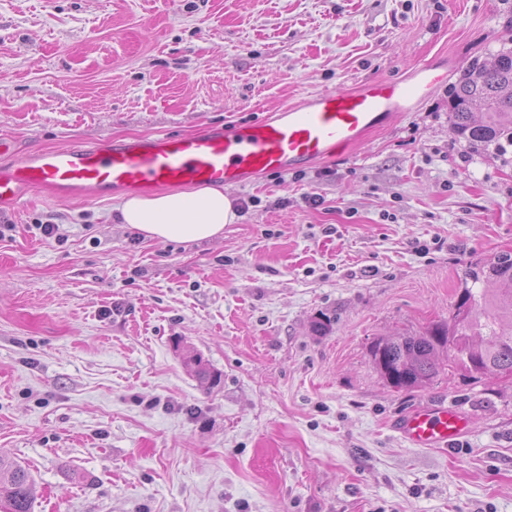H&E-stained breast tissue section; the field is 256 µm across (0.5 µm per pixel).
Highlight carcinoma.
<instances>
[{
  "label": "carcinoma",
  "mask_w": 512,
  "mask_h": 512,
  "mask_svg": "<svg viewBox=\"0 0 512 512\" xmlns=\"http://www.w3.org/2000/svg\"><path fill=\"white\" fill-rule=\"evenodd\" d=\"M448 105L455 132L471 144L489 146L506 132L512 136V50L498 53L489 66L471 63L449 88ZM501 309L512 315V252L469 263L450 320L417 337H379L370 357L397 389L429 384L444 370L445 359L475 383L484 370L512 374V323L500 321ZM185 363L208 386L221 382V374L202 356H188ZM32 485L25 467L0 457V502L6 512H31Z\"/></svg>",
  "instance_id": "obj_1"
}]
</instances>
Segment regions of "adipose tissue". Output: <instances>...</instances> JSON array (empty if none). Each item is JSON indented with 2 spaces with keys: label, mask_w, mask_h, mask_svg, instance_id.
<instances>
[{
  "label": "adipose tissue",
  "mask_w": 512,
  "mask_h": 512,
  "mask_svg": "<svg viewBox=\"0 0 512 512\" xmlns=\"http://www.w3.org/2000/svg\"><path fill=\"white\" fill-rule=\"evenodd\" d=\"M123 223L160 242L218 238L237 214L230 194L216 187L133 196L120 206Z\"/></svg>",
  "instance_id": "ef3b65f1"
}]
</instances>
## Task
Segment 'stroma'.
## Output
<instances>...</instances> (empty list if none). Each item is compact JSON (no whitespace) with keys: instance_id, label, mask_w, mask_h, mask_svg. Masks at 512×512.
<instances>
[{"instance_id":"obj_1","label":"stroma","mask_w":512,"mask_h":512,"mask_svg":"<svg viewBox=\"0 0 512 512\" xmlns=\"http://www.w3.org/2000/svg\"><path fill=\"white\" fill-rule=\"evenodd\" d=\"M510 49L512 0H0L1 166L448 68L361 145L232 188L214 240L146 238L124 191L0 213V455L32 512H512V377L399 390L369 355L448 321L470 261L512 251V145L458 138L448 109ZM434 402L470 422L455 452L390 429ZM185 363L190 366L194 376L209 387L217 386L221 382V374L212 369L201 355L187 356Z\"/></svg>"}]
</instances>
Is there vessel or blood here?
Returning a JSON list of instances; mask_svg holds the SVG:
<instances>
[{
    "instance_id": "vessel-or-blood-1",
    "label": "vessel or blood",
    "mask_w": 512,
    "mask_h": 512,
    "mask_svg": "<svg viewBox=\"0 0 512 512\" xmlns=\"http://www.w3.org/2000/svg\"><path fill=\"white\" fill-rule=\"evenodd\" d=\"M446 77L433 63L404 79H372L354 91L317 93L270 118L231 129L160 134L108 146L45 149L0 166V211L17 209L31 190L73 196L94 191L162 189L183 183L246 186L257 176L330 159L360 144L381 123L427 97ZM395 430L412 447L454 449L468 421L447 404L413 407Z\"/></svg>"
}]
</instances>
